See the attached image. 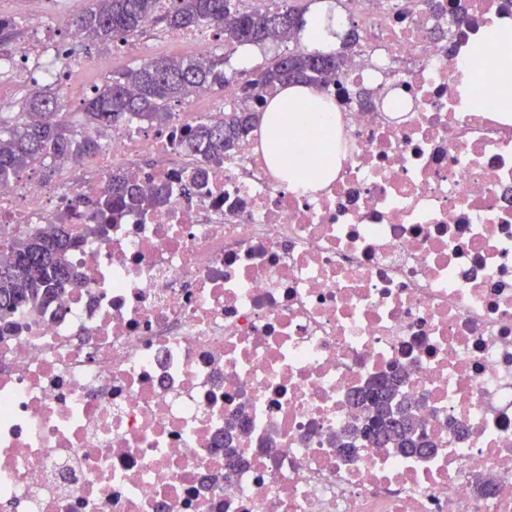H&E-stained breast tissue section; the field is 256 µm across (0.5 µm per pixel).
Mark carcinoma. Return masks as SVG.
<instances>
[{"mask_svg": "<svg viewBox=\"0 0 512 512\" xmlns=\"http://www.w3.org/2000/svg\"><path fill=\"white\" fill-rule=\"evenodd\" d=\"M275 7L255 12L245 0H89L88 7L74 18L83 40L118 45L143 32L153 23L170 28L193 30L216 28L224 40L241 46L261 47L272 41L298 42L303 39L311 16L309 6L297 0H274ZM20 24L12 20L0 24V55L14 49ZM358 44L355 29L340 37L339 47L323 53L308 46L278 54L261 66L240 72L244 101L260 99L291 84L314 89L349 70ZM221 55L167 57L114 72L82 102L87 125L107 127L131 117L166 125L172 119L173 103L184 101L189 88L224 91L228 78ZM261 122V113L237 104L224 111L215 123H201L187 129L180 138L184 153L220 161ZM97 143L78 136L62 100L35 89L10 118L0 112V181L27 169L54 162L80 161L92 156ZM170 190L159 185L149 195L141 193L123 173L114 171L106 187L93 201L102 220L128 206L148 211L167 203ZM76 239L65 225L56 233L23 232L3 244L0 258V317L10 316L19 307L38 309L53 303L76 278L68 261ZM401 375L373 380L353 395V404L365 413L361 424L349 431L350 440L338 448L348 452L364 439L377 448L392 447L404 453H422L432 448L412 405L398 399Z\"/></svg>", "mask_w": 512, "mask_h": 512, "instance_id": "obj_1", "label": "carcinoma"}]
</instances>
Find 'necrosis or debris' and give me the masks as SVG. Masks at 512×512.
Returning <instances> with one entry per match:
<instances>
[{
  "instance_id": "1",
  "label": "necrosis or debris",
  "mask_w": 512,
  "mask_h": 512,
  "mask_svg": "<svg viewBox=\"0 0 512 512\" xmlns=\"http://www.w3.org/2000/svg\"><path fill=\"white\" fill-rule=\"evenodd\" d=\"M440 2L347 0L323 185L289 188L258 129L217 163L181 152L224 110L193 111L199 89L163 127H82L92 176L0 183V243L80 239L76 286L0 321V512H512V114L456 79L512 0ZM66 29L33 24L0 71L77 105ZM115 170L168 202L101 223ZM391 370L433 450L339 454L353 392Z\"/></svg>"
}]
</instances>
